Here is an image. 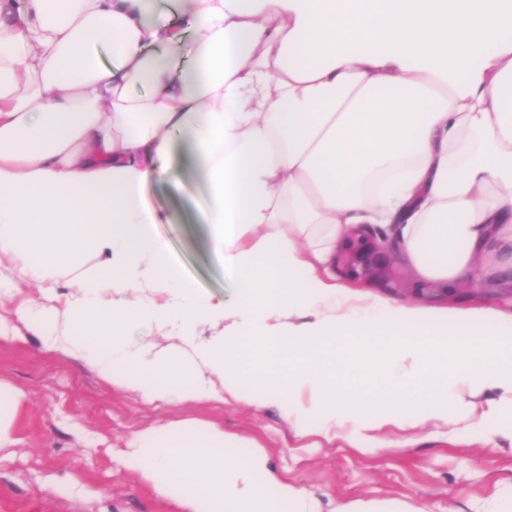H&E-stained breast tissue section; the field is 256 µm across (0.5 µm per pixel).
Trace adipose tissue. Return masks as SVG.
Masks as SVG:
<instances>
[{"label":"adipose tissue","instance_id":"ef3b65f1","mask_svg":"<svg viewBox=\"0 0 512 512\" xmlns=\"http://www.w3.org/2000/svg\"><path fill=\"white\" fill-rule=\"evenodd\" d=\"M164 1L0 0V300L36 288L27 333L153 403L247 389L302 431L352 422L367 450L456 415L512 431L506 316L354 294L329 270L375 224L418 282L512 281V0H168L199 45L182 68ZM186 134L229 301L154 231L146 190ZM203 323L222 334L194 343ZM239 445L181 420L121 465L191 512H316Z\"/></svg>","mask_w":512,"mask_h":512}]
</instances>
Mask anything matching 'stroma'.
Masks as SVG:
<instances>
[{
	"mask_svg": "<svg viewBox=\"0 0 512 512\" xmlns=\"http://www.w3.org/2000/svg\"><path fill=\"white\" fill-rule=\"evenodd\" d=\"M187 150L186 140H177L148 188L156 231L200 293L229 296L224 269L194 221L203 187ZM333 270L399 302L435 296L433 288L414 286L395 245L382 267L364 268L342 251ZM0 385L22 394L14 443L0 449V512H188L119 463L135 433L179 420L213 423L237 436L241 462L261 450L279 480L315 498L318 512H339L356 499L399 500L417 512H512V440L500 435L494 415L475 427L386 428L381 435L394 447L366 451L353 444L349 424L327 435L301 434L288 421L287 403L259 404L245 390L221 404L148 402L109 388L83 361L44 351L33 336L0 338Z\"/></svg>",
	"mask_w": 512,
	"mask_h": 512,
	"instance_id": "1",
	"label": "stroma"
}]
</instances>
